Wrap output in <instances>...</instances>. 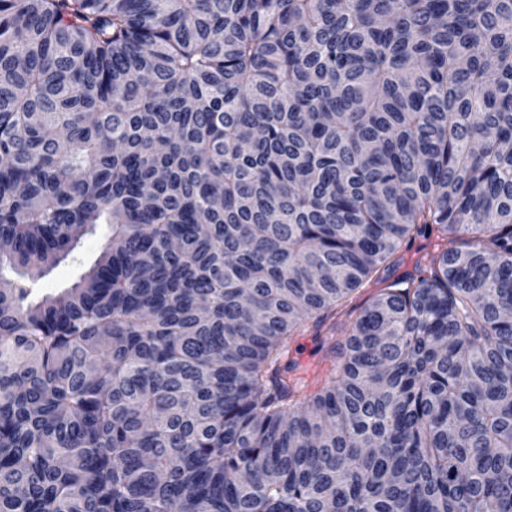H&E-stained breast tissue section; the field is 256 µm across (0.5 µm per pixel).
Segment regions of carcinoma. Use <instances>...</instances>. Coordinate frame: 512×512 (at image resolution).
<instances>
[{"instance_id":"cac0c4a2","label":"carcinoma","mask_w":512,"mask_h":512,"mask_svg":"<svg viewBox=\"0 0 512 512\" xmlns=\"http://www.w3.org/2000/svg\"><path fill=\"white\" fill-rule=\"evenodd\" d=\"M0 158V512H512V0H0ZM110 235V227L100 224L86 236L70 256L40 282V294H54L69 287L83 275L101 254ZM290 359L297 365L295 377L308 391L314 392L324 376L316 371V366L328 367V362L324 361L320 338L309 332L298 336L292 344Z\"/></svg>"}]
</instances>
